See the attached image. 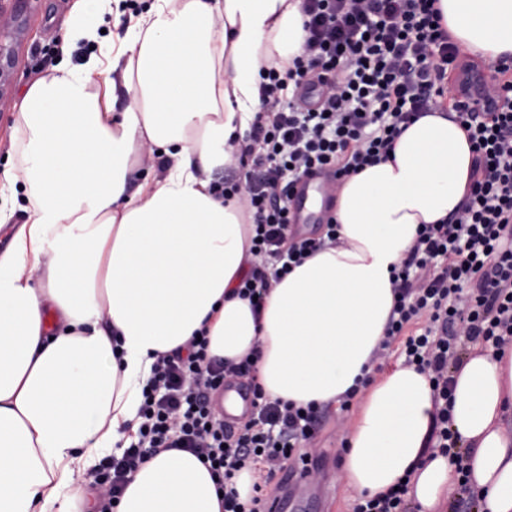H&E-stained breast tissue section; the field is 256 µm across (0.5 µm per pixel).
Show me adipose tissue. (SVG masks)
<instances>
[{"label": "adipose tissue", "mask_w": 512, "mask_h": 512, "mask_svg": "<svg viewBox=\"0 0 512 512\" xmlns=\"http://www.w3.org/2000/svg\"><path fill=\"white\" fill-rule=\"evenodd\" d=\"M62 42L96 44L61 64L15 108L19 133L0 172V512H80L77 477L128 445L158 352L206 332L208 353L258 350L269 399L337 404L364 389L343 474L376 496L408 479L419 512H436L454 478L428 459L429 381L397 365L371 379L394 306L392 270L420 225L463 202L473 154L459 122L432 112L392 156L336 192L335 242L294 267L260 311L233 291L255 262L240 201L212 190L240 166L269 68L301 55V0H151L123 33L101 38L119 0H78ZM441 23L470 54L512 57V0H436ZM131 93L113 111L92 92ZM146 174L132 176L138 168ZM25 220L13 221L15 211ZM450 427L482 512H512V347L468 356L454 375ZM116 512H224L208 468L165 451L142 465Z\"/></svg>", "instance_id": "1"}]
</instances>
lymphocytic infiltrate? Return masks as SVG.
Returning a JSON list of instances; mask_svg holds the SVG:
<instances>
[{
    "mask_svg": "<svg viewBox=\"0 0 512 512\" xmlns=\"http://www.w3.org/2000/svg\"><path fill=\"white\" fill-rule=\"evenodd\" d=\"M435 0H303L304 51L285 72L269 69L261 110L241 144L242 169L215 182L219 196H239L253 214L256 261L239 296L265 298L273 283L322 249L325 239L296 237L289 224L292 187L314 169L336 181L387 159L405 124L427 112L455 113L475 153L474 181L460 209L421 225L392 278L395 303L381 343L401 342L406 364L425 373L433 393L431 451L466 477L448 427L451 370L471 345H512V65L493 69L454 43L439 25ZM465 64L489 72V86L462 90L451 78ZM319 84L322 104L304 109L299 88ZM207 339L188 352L158 354L143 389L142 422L121 454L93 471L108 512L129 474L156 455L182 450L201 457L224 512H267V487L309 448L325 407L269 400L256 360L227 363L207 355ZM244 378L253 396L235 429L213 405L225 384ZM250 470L240 494L232 481Z\"/></svg>",
    "mask_w": 512,
    "mask_h": 512,
    "instance_id": "f902f5d3",
    "label": "lymphocytic infiltrate"
}]
</instances>
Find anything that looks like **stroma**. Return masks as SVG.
Wrapping results in <instances>:
<instances>
[{
	"instance_id": "stroma-1",
	"label": "stroma",
	"mask_w": 512,
	"mask_h": 512,
	"mask_svg": "<svg viewBox=\"0 0 512 512\" xmlns=\"http://www.w3.org/2000/svg\"><path fill=\"white\" fill-rule=\"evenodd\" d=\"M75 0H0V51L11 54L12 63L0 71V158L9 154L15 133L16 103L37 79L51 73L61 60L62 38L74 19ZM347 428L328 410L315 446L318 471L330 485L329 497L317 498L309 512H353L356 492L340 479L342 444Z\"/></svg>"
}]
</instances>
